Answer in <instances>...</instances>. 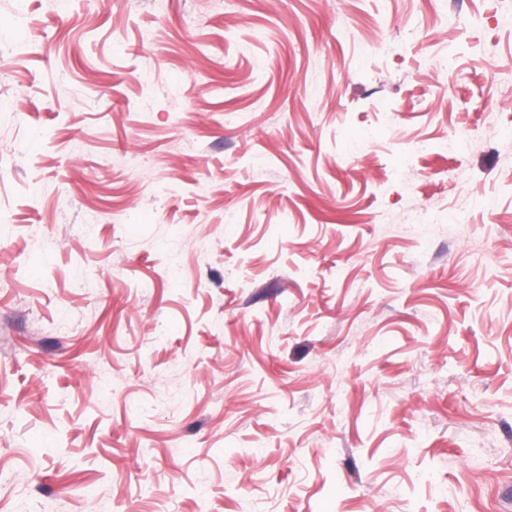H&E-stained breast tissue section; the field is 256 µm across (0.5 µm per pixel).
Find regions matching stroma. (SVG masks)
I'll use <instances>...</instances> for the list:
<instances>
[{
	"label": "stroma",
	"mask_w": 512,
	"mask_h": 512,
	"mask_svg": "<svg viewBox=\"0 0 512 512\" xmlns=\"http://www.w3.org/2000/svg\"><path fill=\"white\" fill-rule=\"evenodd\" d=\"M503 4L0 0V512H512Z\"/></svg>",
	"instance_id": "stroma-1"
}]
</instances>
